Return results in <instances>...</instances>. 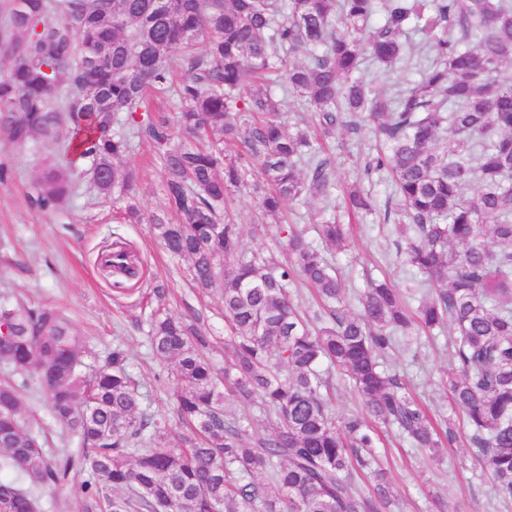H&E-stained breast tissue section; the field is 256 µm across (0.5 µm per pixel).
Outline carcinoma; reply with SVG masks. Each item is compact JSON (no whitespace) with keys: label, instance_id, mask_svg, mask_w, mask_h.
<instances>
[{"label":"carcinoma","instance_id":"obj_1","mask_svg":"<svg viewBox=\"0 0 512 512\" xmlns=\"http://www.w3.org/2000/svg\"><path fill=\"white\" fill-rule=\"evenodd\" d=\"M412 30L421 35L414 46ZM415 51L423 66L405 87L375 90L364 80L365 57L408 70ZM0 57L8 62L0 133L19 145L42 137L62 146L34 182L37 207H60L81 162L101 195L133 198L136 177L118 161L133 137L151 145L176 218L150 223L171 256L190 262L196 288L223 282L228 349L221 379L194 323L160 311L152 318L150 349L173 367V404L191 428L170 439L141 408L122 348L112 350L111 368L89 377L84 344L58 312L0 305V327L14 337L0 362L22 375L0 384L1 470L43 485L77 467L88 475L86 512H389L373 422L432 457L455 434L431 422L403 375L387 368L388 354L418 343L416 326L446 327L452 370L441 384L490 473V512L512 503V82L501 74L512 64V0H8ZM178 70L177 123L192 146L146 114L149 91ZM278 90L306 105L326 136L370 128L379 151L364 171L391 179L384 221L414 268L417 314L386 280L345 305L336 267L288 224L278 225L287 263L242 251L224 203L252 189L248 163L270 186L257 202L264 217L276 222L285 204L318 197L325 207L313 231L346 246L331 208L332 160L306 131L288 129ZM237 141L242 159L225 154ZM345 199L352 214L376 208L357 181ZM104 268L136 276L120 246ZM299 281L321 300L311 315L293 297ZM334 370L366 415L333 418ZM30 376L83 445L79 458H48L22 423L20 388ZM226 390L243 404L261 400L273 432L249 437V417L224 409ZM33 506L27 490L0 479V512Z\"/></svg>","mask_w":512,"mask_h":512}]
</instances>
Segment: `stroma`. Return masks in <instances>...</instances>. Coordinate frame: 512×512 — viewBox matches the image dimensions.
<instances>
[{"label": "stroma", "mask_w": 512, "mask_h": 512, "mask_svg": "<svg viewBox=\"0 0 512 512\" xmlns=\"http://www.w3.org/2000/svg\"><path fill=\"white\" fill-rule=\"evenodd\" d=\"M327 144L336 160L339 188L334 195L339 198L343 185L358 179L356 158L372 153L375 141L365 128L355 135L337 131ZM56 153L54 143L38 139L20 146L0 134V165L7 169L0 179V303L58 311L87 345V371L109 367L113 347H122L126 368L140 383L143 407L165 418L168 433L182 432L171 400L176 380L170 366L149 350L150 320L162 310L195 321L209 343L207 356L216 369H223V287L218 284L198 292L190 281L188 261L171 257L151 225L113 221V213L131 201L146 217L170 210L163 169L147 144L132 142L123 159L137 176L134 198L119 193L101 198L90 176L78 174L63 209L41 210L30 203L31 184ZM361 182L377 209L356 217L347 247L329 253L350 299L364 290L369 279L387 275L402 287L411 273L391 225L382 221L380 206L390 195L388 182L377 174ZM226 206L239 226L244 251L283 260L278 227L263 218L255 194L233 195ZM118 239L133 251L140 271L123 295L113 292L99 268L100 254ZM447 341V333H438L436 340L403 351L395 365L409 392L439 422L453 423L457 415L439 383L451 366ZM20 395L22 418L38 433L48 455L59 458L81 452L78 439L50 414L36 384H29ZM378 451L393 485L392 512H489L490 475L475 460L466 430L457 429L449 452L437 461L387 432L381 435ZM84 479V474L75 472L57 485L34 488L25 479L20 485L30 489L38 512H83Z\"/></svg>", "instance_id": "35a3bbf8"}]
</instances>
